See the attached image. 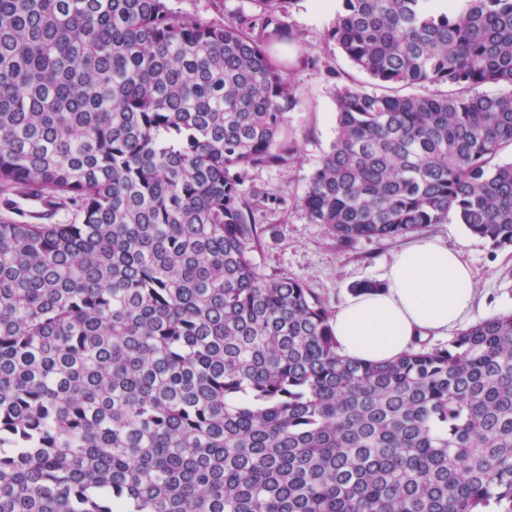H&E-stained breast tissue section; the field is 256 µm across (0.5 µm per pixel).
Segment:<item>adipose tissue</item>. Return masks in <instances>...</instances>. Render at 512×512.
Instances as JSON below:
<instances>
[{
    "label": "adipose tissue",
    "mask_w": 512,
    "mask_h": 512,
    "mask_svg": "<svg viewBox=\"0 0 512 512\" xmlns=\"http://www.w3.org/2000/svg\"><path fill=\"white\" fill-rule=\"evenodd\" d=\"M473 272L460 250L415 236L384 266L380 284L346 296L330 320L339 352L385 362L416 340L445 336L475 314Z\"/></svg>",
    "instance_id": "adipose-tissue-1"
}]
</instances>
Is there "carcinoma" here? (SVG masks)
Returning a JSON list of instances; mask_svg holds the SVG:
<instances>
[{
    "mask_svg": "<svg viewBox=\"0 0 512 512\" xmlns=\"http://www.w3.org/2000/svg\"><path fill=\"white\" fill-rule=\"evenodd\" d=\"M0 0V512H512V313L397 359L266 273L250 168L293 169L298 0ZM300 200L344 246L452 214L512 247V0H340ZM407 87L422 92L401 95ZM185 14L201 19H221L249 14L255 9L254 0H175Z\"/></svg>",
    "mask_w": 512,
    "mask_h": 512,
    "instance_id": "1",
    "label": "carcinoma"
}]
</instances>
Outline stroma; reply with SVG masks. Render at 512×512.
Returning <instances> with one entry per match:
<instances>
[{"label":"stroma","instance_id":"1","mask_svg":"<svg viewBox=\"0 0 512 512\" xmlns=\"http://www.w3.org/2000/svg\"><path fill=\"white\" fill-rule=\"evenodd\" d=\"M176 5L183 13L201 19L233 18L255 9L254 0H176ZM332 18V11L320 8L316 0H301L293 9L289 22L301 38L282 55L295 70L298 102L289 113V122L302 151L292 172L256 168L248 170L245 179L246 187L284 200L283 206L260 219L264 233L260 247L252 254L256 265L268 273L299 277L331 307L357 284L378 281L383 264L406 243L401 237L392 241L362 239L350 247L337 246L322 225L310 223L300 205L306 177L335 134L336 108L327 66L336 67L340 83H370L335 46L326 44L325 33ZM425 234L463 250L473 271L483 315L512 311V249H492L453 217L447 223L430 226Z\"/></svg>","mask_w":512,"mask_h":512}]
</instances>
